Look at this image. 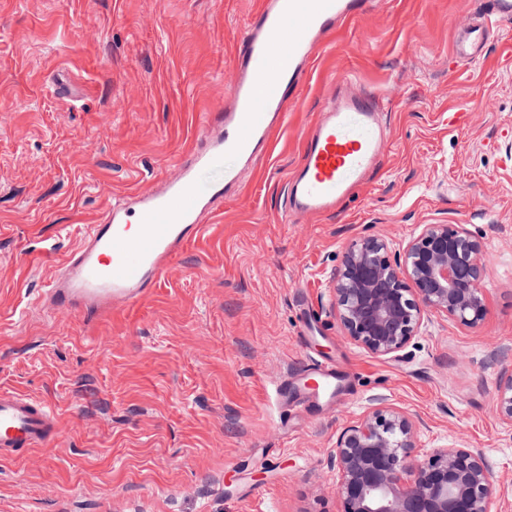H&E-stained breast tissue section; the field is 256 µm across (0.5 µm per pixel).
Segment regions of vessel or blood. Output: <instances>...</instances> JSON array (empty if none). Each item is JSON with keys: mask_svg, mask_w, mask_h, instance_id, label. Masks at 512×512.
<instances>
[{"mask_svg": "<svg viewBox=\"0 0 512 512\" xmlns=\"http://www.w3.org/2000/svg\"><path fill=\"white\" fill-rule=\"evenodd\" d=\"M368 0H261L241 36L227 88L229 112H204L178 174L161 191L133 193L90 225L57 265L43 300L96 318L139 303L170 269L180 249L201 235L203 214L239 185L241 170L267 150L293 106L297 87L323 36L359 15ZM483 9L454 40L456 58L480 59L494 22L512 21V0H482ZM390 131L375 98L348 79L336 80L320 117L304 138L284 202L287 223L335 209L353 195L387 153ZM223 166L224 177L201 174ZM290 415L309 411L312 397L276 390ZM58 419L50 405L0 391V457L46 446Z\"/></svg>", "mask_w": 512, "mask_h": 512, "instance_id": "vessel-or-blood-1", "label": "vessel or blood"}]
</instances>
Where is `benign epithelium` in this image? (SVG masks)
Wrapping results in <instances>:
<instances>
[{"label":"benign epithelium","instance_id":"1","mask_svg":"<svg viewBox=\"0 0 512 512\" xmlns=\"http://www.w3.org/2000/svg\"><path fill=\"white\" fill-rule=\"evenodd\" d=\"M481 242L461 224H426L403 252L383 240L349 241L333 273L343 336L378 358L398 356L429 314L466 327L488 313ZM497 413L512 424V372L499 379ZM424 420L378 406L347 426L331 465L341 512H492L496 484L479 448L421 456Z\"/></svg>","mask_w":512,"mask_h":512}]
</instances>
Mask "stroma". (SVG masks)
I'll return each mask as SVG.
<instances>
[{
	"label": "stroma",
	"instance_id": "obj_1",
	"mask_svg": "<svg viewBox=\"0 0 512 512\" xmlns=\"http://www.w3.org/2000/svg\"><path fill=\"white\" fill-rule=\"evenodd\" d=\"M260 0H0V390L48 401L47 446L0 459V512H340L330 459L376 404L420 414V451L482 449L512 512V22L451 57L478 0H376L322 43L239 189L139 305L96 319L40 301L114 199L158 190L224 109ZM381 99L382 170L335 212L288 224V179L333 80ZM465 115L463 129L449 125ZM426 224L480 236L488 314L425 319L399 357L344 338V246L403 250ZM343 375L283 430L277 385L310 359ZM497 413L512 424V372L502 373L498 385Z\"/></svg>",
	"mask_w": 512,
	"mask_h": 512
}]
</instances>
